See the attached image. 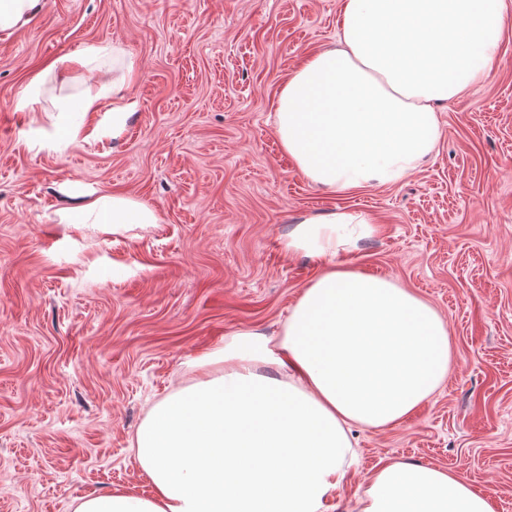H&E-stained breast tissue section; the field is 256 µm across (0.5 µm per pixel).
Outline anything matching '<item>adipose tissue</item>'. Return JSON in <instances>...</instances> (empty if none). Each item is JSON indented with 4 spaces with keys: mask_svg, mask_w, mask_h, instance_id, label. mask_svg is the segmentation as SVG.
Masks as SVG:
<instances>
[{
    "mask_svg": "<svg viewBox=\"0 0 512 512\" xmlns=\"http://www.w3.org/2000/svg\"><path fill=\"white\" fill-rule=\"evenodd\" d=\"M512 0H340V44L304 57L277 98L282 150L312 183L346 191L396 184L430 156L441 104L490 77ZM123 82L86 79L77 107L112 100L120 134L134 104ZM70 224L157 223L123 194L68 210ZM374 231L355 210L302 219L285 252L323 258L277 341L240 331L198 359V376L154 403L132 437L150 489L81 496L75 512H330L357 461L352 426L403 422L448 374L446 321L392 280L335 265ZM357 512H496L456 474L384 463Z\"/></svg>",
    "mask_w": 512,
    "mask_h": 512,
    "instance_id": "1",
    "label": "adipose tissue"
}]
</instances>
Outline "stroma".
<instances>
[{
  "label": "stroma",
  "instance_id": "stroma-1",
  "mask_svg": "<svg viewBox=\"0 0 512 512\" xmlns=\"http://www.w3.org/2000/svg\"><path fill=\"white\" fill-rule=\"evenodd\" d=\"M340 0H44L0 33V512H73L147 491L131 438L192 363L242 330L276 336L323 259L282 246L301 219L368 213L374 233L337 263L393 279L446 320L448 377L401 424L358 428L336 494L355 512L383 462L447 468L512 512V21L490 78L444 104L435 152L403 181L331 192L282 151L274 104L308 53L338 41ZM91 43L133 60L135 108L112 100L68 124L80 81L50 62ZM120 193L144 228L66 224Z\"/></svg>",
  "mask_w": 512,
  "mask_h": 512
}]
</instances>
